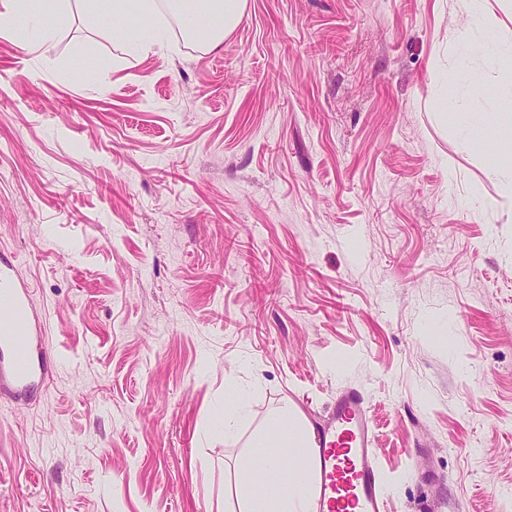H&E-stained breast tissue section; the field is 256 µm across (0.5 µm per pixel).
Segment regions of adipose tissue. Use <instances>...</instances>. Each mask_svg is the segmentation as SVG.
Here are the masks:
<instances>
[{
    "label": "adipose tissue",
    "mask_w": 512,
    "mask_h": 512,
    "mask_svg": "<svg viewBox=\"0 0 512 512\" xmlns=\"http://www.w3.org/2000/svg\"><path fill=\"white\" fill-rule=\"evenodd\" d=\"M94 17L111 18L127 47L145 53L168 36L177 24L184 39L199 42L202 50L221 48L244 16L248 0H81ZM72 0H5L0 5V32L17 36L20 48L45 52L53 38L43 22L46 13L64 17ZM25 16L30 31L18 37L16 19ZM259 457L239 466L235 485L238 512H318L316 473L312 466L313 440L301 413L290 409L269 420L255 441Z\"/></svg>",
    "instance_id": "adipose-tissue-1"
}]
</instances>
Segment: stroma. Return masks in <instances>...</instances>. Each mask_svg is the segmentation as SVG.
I'll use <instances>...</instances> for the list:
<instances>
[{
    "instance_id": "1",
    "label": "stroma",
    "mask_w": 512,
    "mask_h": 512,
    "mask_svg": "<svg viewBox=\"0 0 512 512\" xmlns=\"http://www.w3.org/2000/svg\"><path fill=\"white\" fill-rule=\"evenodd\" d=\"M504 2L492 60L458 0H248L213 53L78 6L0 35V255L51 363L0 394V512H224L270 416L347 388L389 512H512V195L467 126L512 113ZM460 9L469 16V23L458 31V40L467 53L484 54L486 53L487 40L477 41L475 32L477 30L489 31L493 21L489 16L475 13L472 2L475 0L458 1Z\"/></svg>"
}]
</instances>
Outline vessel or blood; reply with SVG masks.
Returning a JSON list of instances; mask_svg holds the SVG:
<instances>
[{
  "label": "vessel or blood",
  "instance_id": "vessel-or-blood-1",
  "mask_svg": "<svg viewBox=\"0 0 512 512\" xmlns=\"http://www.w3.org/2000/svg\"><path fill=\"white\" fill-rule=\"evenodd\" d=\"M49 361L30 285L0 262V383L17 395L44 388ZM372 420L362 394L340 392L318 437L319 512H383L386 499L371 448Z\"/></svg>",
  "mask_w": 512,
  "mask_h": 512
}]
</instances>
